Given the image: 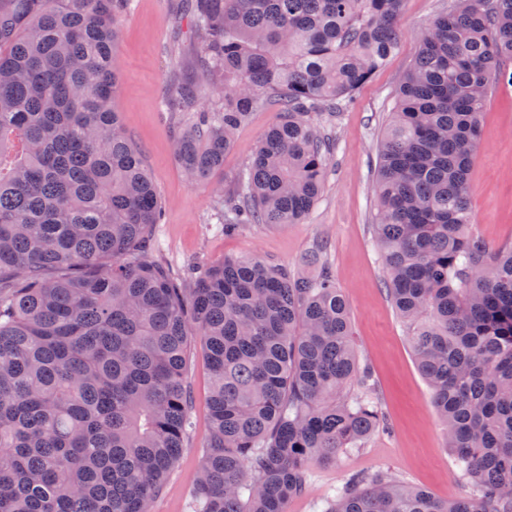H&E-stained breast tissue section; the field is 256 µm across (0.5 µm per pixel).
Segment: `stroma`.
<instances>
[{"mask_svg":"<svg viewBox=\"0 0 512 512\" xmlns=\"http://www.w3.org/2000/svg\"><path fill=\"white\" fill-rule=\"evenodd\" d=\"M456 0H404L398 18L399 45L386 64L355 93L337 117L332 157L320 198L305 223L251 224L225 233L213 220L209 189L191 183L175 160L178 116L165 111L175 83L192 82L198 55L190 20L179 0H133L119 17L114 57L119 85L114 106L142 153L162 205L154 227L156 260L176 274L203 262L254 254L299 270L316 245L350 307L352 339L360 362L369 364L389 431L374 433L359 448L343 452L333 465H315L307 491L288 512H313L329 489L355 471L387 469L437 499L464 495L445 431L431 405L430 388L417 369L409 330L386 292L383 265L374 248L375 166L380 136L395 106V93L419 50V33ZM274 109L252 113L212 183L230 186L248 163ZM474 228L489 242H512V86L489 95L470 173ZM187 381L193 395L187 451L170 475L151 512H191L198 456L209 442L210 374L200 348L191 351Z\"/></svg>","mask_w":512,"mask_h":512,"instance_id":"35a3bbf8","label":"stroma"}]
</instances>
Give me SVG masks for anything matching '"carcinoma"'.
<instances>
[{
	"label": "carcinoma",
	"instance_id": "1",
	"mask_svg": "<svg viewBox=\"0 0 512 512\" xmlns=\"http://www.w3.org/2000/svg\"><path fill=\"white\" fill-rule=\"evenodd\" d=\"M0 0V512H149L185 453L199 342L211 430L195 512H288L316 463L386 426L328 270L153 258L161 205L113 98L118 5ZM198 77L174 153L207 183L252 112L277 120L224 230L302 224L325 125L397 48L403 0H184ZM378 146L374 244L459 477L441 501L383 469L323 512H512V246L472 230L488 94L512 85V0H460L420 36ZM208 107L199 101L216 92Z\"/></svg>",
	"mask_w": 512,
	"mask_h": 512
}]
</instances>
